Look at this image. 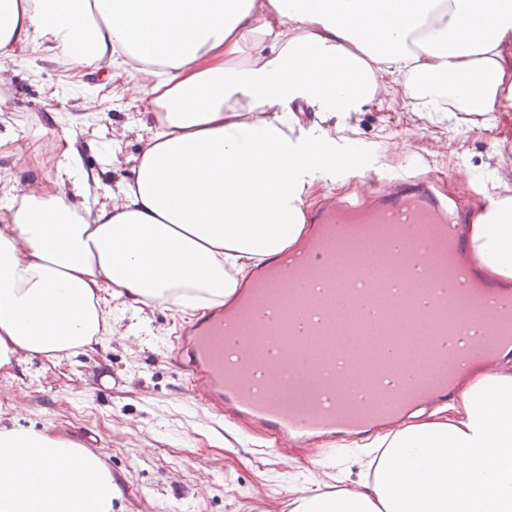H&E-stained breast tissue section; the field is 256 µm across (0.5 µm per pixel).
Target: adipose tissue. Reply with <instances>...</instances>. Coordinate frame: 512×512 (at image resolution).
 <instances>
[{"label":"adipose tissue","mask_w":512,"mask_h":512,"mask_svg":"<svg viewBox=\"0 0 512 512\" xmlns=\"http://www.w3.org/2000/svg\"><path fill=\"white\" fill-rule=\"evenodd\" d=\"M0 60L64 47L74 71L131 59L147 81L148 146L108 202L67 147L70 194L0 198V370L70 358L112 333L111 289L147 307L223 304L239 276L292 245L324 175L356 159L339 129L399 86L414 112L495 127L512 108V0H5ZM98 22H91V15ZM468 250L512 279V183L492 171ZM337 447L362 448L357 488L308 490L289 512H512V366L479 373L430 418ZM100 454L31 428H0V512H112Z\"/></svg>","instance_id":"1"}]
</instances>
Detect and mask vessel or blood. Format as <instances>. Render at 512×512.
Returning a JSON list of instances; mask_svg holds the SVG:
<instances>
[{
	"label": "vessel or blood",
	"mask_w": 512,
	"mask_h": 512,
	"mask_svg": "<svg viewBox=\"0 0 512 512\" xmlns=\"http://www.w3.org/2000/svg\"><path fill=\"white\" fill-rule=\"evenodd\" d=\"M223 308L181 330L195 397L281 439L360 434L447 400L474 361L512 353V285L474 267L466 216L426 182L335 199Z\"/></svg>",
	"instance_id": "1"
}]
</instances>
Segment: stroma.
I'll return each mask as SVG.
<instances>
[{
	"label": "stroma",
	"instance_id": "stroma-1",
	"mask_svg": "<svg viewBox=\"0 0 512 512\" xmlns=\"http://www.w3.org/2000/svg\"><path fill=\"white\" fill-rule=\"evenodd\" d=\"M57 48L54 57L31 52L7 64L0 86V135L18 149L37 141L43 156L61 158L76 139L81 165L103 186L131 179L146 148L136 123L146 104L127 106L122 88L140 75L123 70L114 82L79 80ZM495 129L469 124L407 121L373 104L357 113L345 146L363 159L361 174H330L316 186L310 207L331 196L373 197L397 176L434 182L467 216L487 185L488 167L512 166V109L498 113ZM117 164H108L109 155ZM116 338L56 362L33 356L0 377V427L46 429L83 441L101 453L120 486L112 512H287L295 490L326 477L357 486L361 469L347 449L318 443L278 449L271 433L225 423L194 399L174 362L179 328L194 310L156 304L132 319V301L104 292Z\"/></svg>",
	"mask_w": 512,
	"mask_h": 512
}]
</instances>
